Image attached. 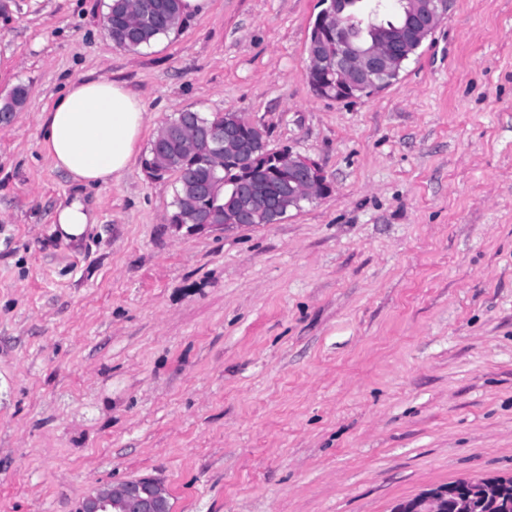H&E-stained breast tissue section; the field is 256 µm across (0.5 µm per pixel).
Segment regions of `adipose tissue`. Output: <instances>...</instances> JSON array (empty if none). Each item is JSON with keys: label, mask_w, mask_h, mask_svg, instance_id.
Returning <instances> with one entry per match:
<instances>
[{"label": "adipose tissue", "mask_w": 512, "mask_h": 512, "mask_svg": "<svg viewBox=\"0 0 512 512\" xmlns=\"http://www.w3.org/2000/svg\"><path fill=\"white\" fill-rule=\"evenodd\" d=\"M146 105L123 84L91 74L67 81L41 116L43 147L81 187L119 181L146 127Z\"/></svg>", "instance_id": "obj_1"}]
</instances>
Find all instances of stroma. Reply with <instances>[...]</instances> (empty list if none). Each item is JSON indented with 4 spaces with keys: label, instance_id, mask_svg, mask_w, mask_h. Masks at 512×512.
I'll return each instance as SVG.
<instances>
[{
    "label": "stroma",
    "instance_id": "stroma-1",
    "mask_svg": "<svg viewBox=\"0 0 512 512\" xmlns=\"http://www.w3.org/2000/svg\"><path fill=\"white\" fill-rule=\"evenodd\" d=\"M107 0H0V512H75L152 475L173 512H392L512 476V0H452L382 92L307 80L322 0H211L135 52ZM144 101L147 156L186 109L318 163L277 224L167 223L140 161L75 186L41 143L66 79ZM92 203L76 243L58 203ZM28 90L24 86H17L13 89L10 96L4 99L0 104V126L10 125L16 113L25 103ZM455 507L456 502L452 500L448 509V486H439L401 503L395 512H454Z\"/></svg>",
    "mask_w": 512,
    "mask_h": 512
}]
</instances>
